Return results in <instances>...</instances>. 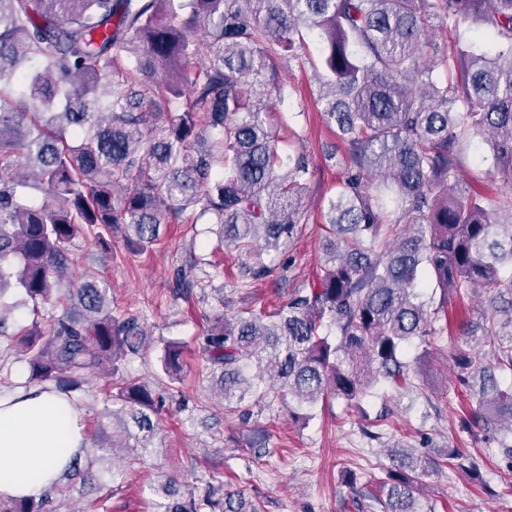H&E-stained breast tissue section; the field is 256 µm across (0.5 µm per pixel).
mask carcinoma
I'll use <instances>...</instances> for the list:
<instances>
[{"instance_id": "cac0c4a2", "label": "carcinoma", "mask_w": 512, "mask_h": 512, "mask_svg": "<svg viewBox=\"0 0 512 512\" xmlns=\"http://www.w3.org/2000/svg\"><path fill=\"white\" fill-rule=\"evenodd\" d=\"M472 25L431 62L435 28ZM320 46L317 103L346 143L343 178L328 199L321 274L259 314L222 313L197 339L202 377L246 422L277 389L296 421L327 394L359 407L383 383L415 385L421 355L445 333L448 302L494 290L484 336L491 358L456 356L459 383L489 378L461 418L469 433L498 430L496 454L512 471V203L499 211L457 191L464 146H487L512 185V0H0V162L23 152L21 175L0 167V293L46 302L63 285L69 246L87 232L103 251L112 236L140 252L171 220L211 224L217 249L279 252L308 220V161L283 155L263 93L283 102L280 72ZM45 199L25 202L28 175ZM126 181L134 188H123ZM403 225L410 232L392 233ZM204 259L174 272L190 300ZM82 318L65 312L21 341L29 381L71 394L87 377L117 374L150 344L147 318L115 315L109 286L69 289ZM165 377L181 380L183 346L165 345ZM112 443L126 448L128 422L148 450L164 396L129 380L113 396ZM375 482L345 483L379 512H424L416 494L435 462L391 455ZM153 512H262L235 483H208ZM48 498H0V512H52Z\"/></svg>"}]
</instances>
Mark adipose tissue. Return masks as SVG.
<instances>
[{
	"label": "adipose tissue",
	"mask_w": 512,
	"mask_h": 512,
	"mask_svg": "<svg viewBox=\"0 0 512 512\" xmlns=\"http://www.w3.org/2000/svg\"><path fill=\"white\" fill-rule=\"evenodd\" d=\"M83 452L80 413L65 395L41 388L0 394V495L40 497Z\"/></svg>",
	"instance_id": "adipose-tissue-1"
}]
</instances>
